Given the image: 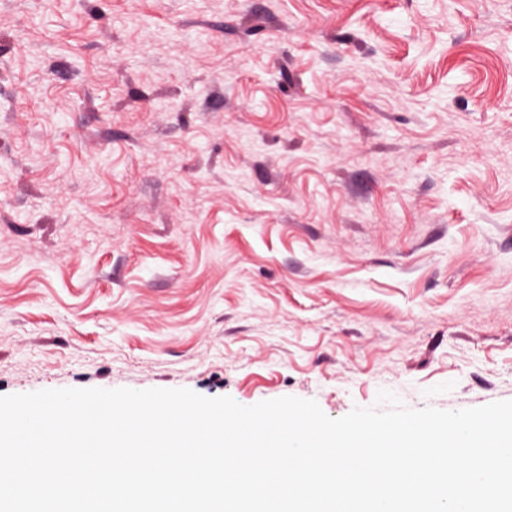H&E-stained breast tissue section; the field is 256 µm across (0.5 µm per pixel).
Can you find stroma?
<instances>
[{
  "label": "stroma",
  "instance_id": "obj_1",
  "mask_svg": "<svg viewBox=\"0 0 512 512\" xmlns=\"http://www.w3.org/2000/svg\"><path fill=\"white\" fill-rule=\"evenodd\" d=\"M512 400V0H0V396Z\"/></svg>",
  "mask_w": 512,
  "mask_h": 512
}]
</instances>
